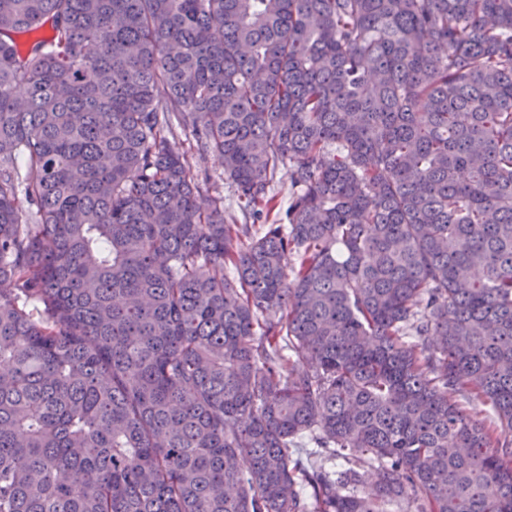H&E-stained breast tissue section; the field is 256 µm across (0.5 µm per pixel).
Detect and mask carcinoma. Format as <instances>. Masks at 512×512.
I'll return each instance as SVG.
<instances>
[{"label": "carcinoma", "instance_id": "1", "mask_svg": "<svg viewBox=\"0 0 512 512\" xmlns=\"http://www.w3.org/2000/svg\"><path fill=\"white\" fill-rule=\"evenodd\" d=\"M2 280L0 512H512V0H0ZM180 143L182 145V149L188 153L193 174L198 175V178L201 181L204 177L205 170L210 178V183L212 184V194H214V188H217L221 194H224V206L229 207L230 214H236L237 218L242 222V215L237 212V206L233 203V188L228 181L224 179V167L221 164V161L212 155L204 161L199 160L196 154L195 142L190 135L187 137L182 135L180 137Z\"/></svg>", "mask_w": 512, "mask_h": 512}]
</instances>
